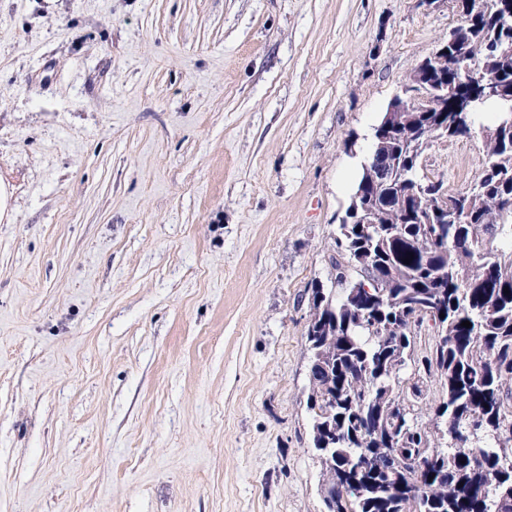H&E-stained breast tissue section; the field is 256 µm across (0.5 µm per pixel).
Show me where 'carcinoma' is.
Returning a JSON list of instances; mask_svg holds the SVG:
<instances>
[{
    "label": "carcinoma",
    "instance_id": "cac0c4a2",
    "mask_svg": "<svg viewBox=\"0 0 512 512\" xmlns=\"http://www.w3.org/2000/svg\"><path fill=\"white\" fill-rule=\"evenodd\" d=\"M470 34L496 43L512 40V27L492 9ZM426 63L435 87L466 77L430 56ZM473 66L466 78L475 91L492 76L512 93V53L479 55ZM456 116L418 113L389 141L390 155L413 163L432 126ZM367 180L364 167L351 198L357 211L338 225L331 267L340 289L312 288L306 330L307 345L325 346L310 367L307 409L313 450L332 481L327 512H512V437L501 434L512 427V208L502 206L512 198V126L489 129L481 194H459L470 220L448 225L442 243L429 235L432 200ZM367 216L376 223H358ZM352 270L361 279L350 280ZM365 283L379 298L371 307L361 305ZM434 309L443 336L420 356L416 339ZM431 378L442 396L428 409L421 396ZM433 447L417 471L413 459Z\"/></svg>",
    "mask_w": 512,
    "mask_h": 512
}]
</instances>
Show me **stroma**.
I'll use <instances>...</instances> for the list:
<instances>
[{
  "instance_id": "35a3bbf8",
  "label": "stroma",
  "mask_w": 512,
  "mask_h": 512,
  "mask_svg": "<svg viewBox=\"0 0 512 512\" xmlns=\"http://www.w3.org/2000/svg\"><path fill=\"white\" fill-rule=\"evenodd\" d=\"M450 0H0V512H324L314 283ZM478 115L421 175L468 190Z\"/></svg>"
}]
</instances>
